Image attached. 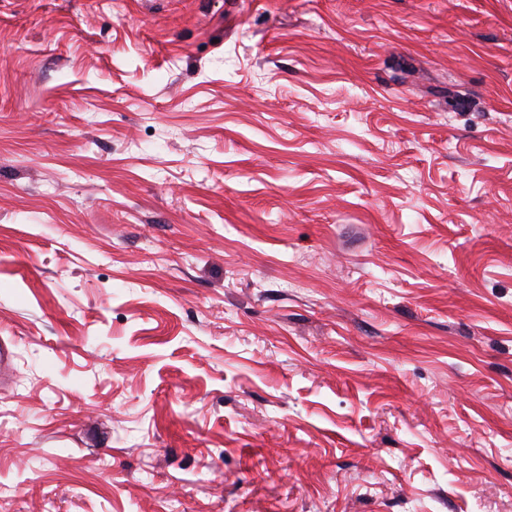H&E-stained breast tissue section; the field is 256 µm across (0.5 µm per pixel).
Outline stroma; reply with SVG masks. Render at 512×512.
Here are the masks:
<instances>
[{
	"label": "stroma",
	"mask_w": 512,
	"mask_h": 512,
	"mask_svg": "<svg viewBox=\"0 0 512 512\" xmlns=\"http://www.w3.org/2000/svg\"><path fill=\"white\" fill-rule=\"evenodd\" d=\"M0 512H512V0H0Z\"/></svg>",
	"instance_id": "35a3bbf8"
}]
</instances>
